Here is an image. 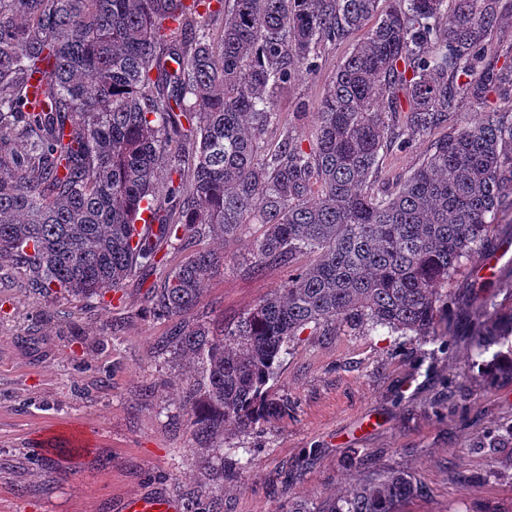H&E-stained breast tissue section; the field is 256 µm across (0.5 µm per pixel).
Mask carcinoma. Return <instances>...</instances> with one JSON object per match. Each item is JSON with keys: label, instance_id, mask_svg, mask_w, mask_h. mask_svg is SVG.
Returning a JSON list of instances; mask_svg holds the SVG:
<instances>
[{"label": "carcinoma", "instance_id": "1", "mask_svg": "<svg viewBox=\"0 0 512 512\" xmlns=\"http://www.w3.org/2000/svg\"><path fill=\"white\" fill-rule=\"evenodd\" d=\"M378 2L0 0V260L26 269L30 291L117 294L205 226L230 239L261 225L257 268L314 257L218 333L186 319L217 253L193 252L151 291L153 314L176 321L164 347L200 364L180 402L202 441L288 414L274 381L311 325L456 335L444 286L512 210V113L489 101L512 92V65L487 43L499 0H391L380 14ZM374 16L303 145L280 125L278 91ZM467 99L484 111L435 141L395 192L364 191L384 144L432 133ZM482 313L473 365L512 382V284L496 281ZM482 447L511 448L512 424ZM422 494L410 473L388 471L288 512H403ZM207 498L190 512H220L223 490Z\"/></svg>", "mask_w": 512, "mask_h": 512}]
</instances>
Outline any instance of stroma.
Returning <instances> with one entry per match:
<instances>
[{
  "label": "stroma",
  "instance_id": "1",
  "mask_svg": "<svg viewBox=\"0 0 512 512\" xmlns=\"http://www.w3.org/2000/svg\"><path fill=\"white\" fill-rule=\"evenodd\" d=\"M365 30L326 46L318 70L299 73L276 98L282 125L308 140L317 105L337 66ZM434 135L382 150L373 187L395 191L429 152ZM262 228L243 225L223 243L209 233L192 249L224 255L193 316L231 325L296 268L250 256ZM189 250L173 245L165 264L131 276L122 300L44 298L25 292V271L0 265V512H121L126 499L162 494L188 506L223 488L226 512H286L315 505L371 473L412 474L425 493L409 512H512V448L489 455L478 443L512 423V383L473 369L466 337L447 350L368 326L305 330L291 343L274 388L291 405L262 431H226L214 440L241 459L235 474L201 463L178 390L186 359L163 349L171 322L153 318L147 293L161 286ZM475 253L452 274L449 317L461 328L477 315ZM51 309V322L35 318Z\"/></svg>",
  "mask_w": 512,
  "mask_h": 512
}]
</instances>
